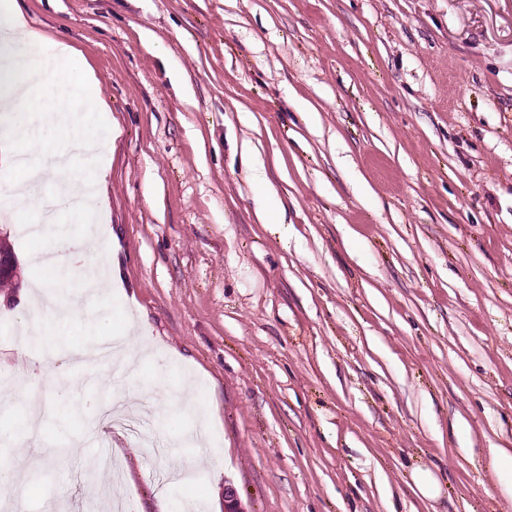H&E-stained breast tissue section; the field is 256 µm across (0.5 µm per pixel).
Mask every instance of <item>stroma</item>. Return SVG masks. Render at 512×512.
I'll return each instance as SVG.
<instances>
[{
	"mask_svg": "<svg viewBox=\"0 0 512 512\" xmlns=\"http://www.w3.org/2000/svg\"><path fill=\"white\" fill-rule=\"evenodd\" d=\"M15 6L84 57L109 109L90 234L123 288L83 302L78 274L35 270L0 179L24 285L81 307L34 348L63 358L70 417L31 440L37 386L0 402V462L29 458L0 507L78 512L114 483L124 512H216L228 486L246 512H512V0ZM25 295L0 288V383ZM131 321L158 351L137 374L73 364ZM116 396L161 399L143 422L164 452L105 446Z\"/></svg>",
	"mask_w": 512,
	"mask_h": 512,
	"instance_id": "obj_1",
	"label": "stroma"
}]
</instances>
